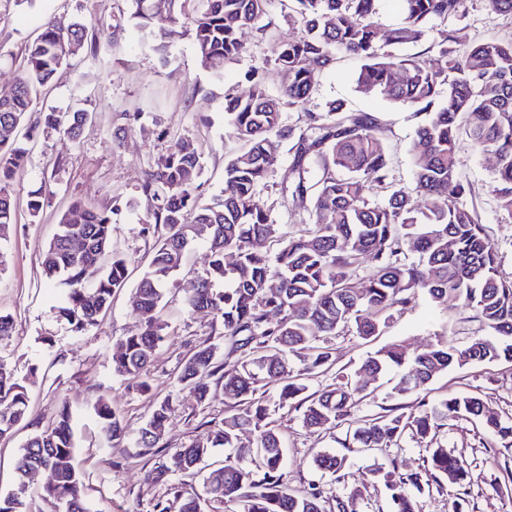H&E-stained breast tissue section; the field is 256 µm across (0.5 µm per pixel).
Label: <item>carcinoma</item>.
Wrapping results in <instances>:
<instances>
[{
  "label": "carcinoma",
  "mask_w": 512,
  "mask_h": 512,
  "mask_svg": "<svg viewBox=\"0 0 512 512\" xmlns=\"http://www.w3.org/2000/svg\"><path fill=\"white\" fill-rule=\"evenodd\" d=\"M135 15L157 29L158 50L186 9L196 14L191 39L202 65L236 59L243 51L239 32L261 24L266 0H133ZM302 25L299 37L273 48L271 61L283 73L280 96L256 84L245 97L227 99L226 111L233 136L246 148L224 165V199L203 204L194 188L201 172V154L192 141L177 140L146 175L142 192L150 203L154 227L163 230L150 263L130 293L133 307L146 314L141 329L120 340L112 356L113 371L139 381L152 350L164 341L167 325L154 312L168 285L182 270L198 241L210 246L206 272L197 277L185 297L190 309H208L225 337L244 350L240 360L223 366L216 348L199 345L183 365L178 380L207 401L209 380L217 375L224 396L235 401V412L209 430L206 437L172 455V467L183 474L198 473L213 448L224 449L218 474L222 503L241 505L242 512H322L321 491L292 493L283 480V443L268 421V408L255 398L266 386L280 387L281 402L298 400L304 422L314 427L336 426L349 420L355 396L367 383L350 374L336 376L333 387L307 393L301 374L294 372L288 353L309 352L305 371L331 365L332 352L322 338L351 326L364 339L382 332L388 312L411 304L417 292L439 305L458 302L475 312L491 332L458 348L439 339L411 354L400 343L371 353L361 364L372 380L396 371L390 396L403 398L452 369L482 362L512 361V279L500 275L487 230L463 198L471 187L456 168V146L466 137L496 159L493 193L512 215V40L480 42L463 57L453 44L456 30L446 31L435 57H397L382 51L389 46L423 40L427 24L460 14L464 0H401L403 19L387 37L374 21L377 0H295ZM89 43L86 26H65L56 18L43 24L40 35L24 49L23 73L13 92L0 97V230L16 223L11 181L24 169L27 153L18 144L26 116L42 90L52 85L69 60L71 47ZM340 54L364 60L357 78L360 92L380 91L395 104L425 114L418 127L412 156L416 189L425 199L415 206L403 188L389 182L388 151L376 135L374 116L350 112L331 102L326 111L310 115L307 130L294 134L284 123L285 107L301 108L320 76ZM88 111L63 117L43 113L48 129L79 136L90 121ZM293 141L299 170L315 156L321 175L312 185L301 176L292 196L313 191L312 226L282 243L274 257L260 252L254 241L278 237L270 211L255 197L280 161L281 144ZM455 184L456 194L447 195ZM391 190L387 204L372 202L377 189ZM75 240L83 248H72ZM418 254L408 260L407 251ZM368 256L373 272L359 288L352 278ZM46 277L65 286L60 315L76 332L97 325L112 304V296L126 285L128 268L112 248L111 210L90 209L73 202L64 211L58 229L45 249ZM97 278L86 285L88 270ZM280 320L269 322V314ZM101 431L109 439H123L128 428L104 398L93 403ZM28 378H20L0 363V440L10 436L28 415ZM174 409L167 400L156 404L151 417L134 433V446L144 452L162 439ZM478 420L500 439H512V420L502 419L478 396L452 394L419 412L386 413L359 420L350 448H389L409 435L429 443L433 475L456 483L468 476L463 462L448 452L437 432L450 417ZM73 416L62 406L51 425L35 433L22 448L17 463V491L0 495V512H28L25 478L38 469L45 474L42 499L49 512H85L86 486L73 464ZM318 467L339 473L345 458L323 454ZM377 474L390 493L395 512H417L412 489L420 488L416 473L392 468ZM206 499L179 494L175 503L156 504L158 512H205Z\"/></svg>",
  "instance_id": "carcinoma-1"
}]
</instances>
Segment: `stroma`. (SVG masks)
<instances>
[{"instance_id": "obj_1", "label": "stroma", "mask_w": 512, "mask_h": 512, "mask_svg": "<svg viewBox=\"0 0 512 512\" xmlns=\"http://www.w3.org/2000/svg\"><path fill=\"white\" fill-rule=\"evenodd\" d=\"M85 24L99 45L98 53L79 50L76 66L62 70L52 90L39 98L27 114L32 130L27 167L12 186L17 221L0 240L5 265L0 268V314L10 316L13 332L0 341V362L18 377H30L31 413L11 437L0 440V495L17 487L15 461L20 448L35 432L44 430L61 405H69L78 440L74 464L87 487L89 512H155L159 502L175 495L203 490L202 476L170 470L176 449L190 445L220 423L226 412L221 382L211 380L209 402L197 405L193 394L177 376L185 361L202 342L216 345L218 362L230 365L241 353L223 338L211 312L190 310L184 297L196 276L210 261L207 243H196L174 285L169 286L160 312L168 325L165 342L151 356L146 374L148 391H140L112 370L116 344L136 333L144 319L129 302V289L112 297V306L97 327L73 332L59 315L60 292L47 282L41 256L52 240L60 214L74 200L92 208L112 211V247L127 262L131 281H138L148 265L157 234L150 205L141 186L147 171L165 156L177 139L194 141L203 167L196 194L204 203L224 195V164L239 147L224 118L226 96L248 95L254 83L279 94L283 77L271 60L273 41L296 38L299 27L291 0H266L267 36L248 28L241 40L245 51L236 60L201 67L185 27H177L167 40V54L155 49L154 36L141 31L131 19L126 0H0V96L10 94L22 73L25 46L42 31L45 18ZM456 29L458 51L479 41L512 39V16L491 10L486 0H465L461 16L435 20L420 43L397 48L400 56L427 52L444 30ZM361 58L343 55L325 72L311 98L301 109L285 112L289 127L305 128L307 115L323 111L333 100L352 112H368L378 120L376 129L390 159V178L406 190L414 188L412 149L420 118L381 93L364 94L356 88ZM69 112L82 108L92 120L82 136L73 140L45 128L46 109ZM460 178L473 188L466 203L484 224L503 276L512 277V216L501 210L491 191L494 156L461 143L456 152ZM293 155L285 151L256 198L270 209L282 237L301 233L312 222L310 199H295L288 192L297 180ZM41 194L44 205L30 215L27 201ZM473 311L462 306L443 308L418 294L415 303L395 308L379 336L363 339L354 330L331 337L334 364L306 374L309 391L332 385L336 375L360 366L374 350L400 343L417 352L436 338L463 346L483 335ZM389 384L379 380L361 396L354 416L366 419L389 407L403 412L420 410L448 395L471 393L481 397L502 418L512 417V362L477 363L434 378L424 389L402 399L389 397ZM108 399L129 429H137L151 416L156 404L169 400L174 408L157 448L139 453L132 439L107 441L90 407L97 397ZM269 419L282 434L285 480L299 493L319 489L323 512H336L337 500H350L353 512H394L393 503L379 480L377 468L417 472L423 486L416 497L421 512H512V443L493 439L477 422L447 420L438 439L465 464L469 477L454 484L432 480L425 443L406 437L382 450L345 451L343 442L350 422L336 427L304 426L297 402L280 403L277 387L262 396ZM345 456L340 474L316 468L317 455Z\"/></svg>"}]
</instances>
